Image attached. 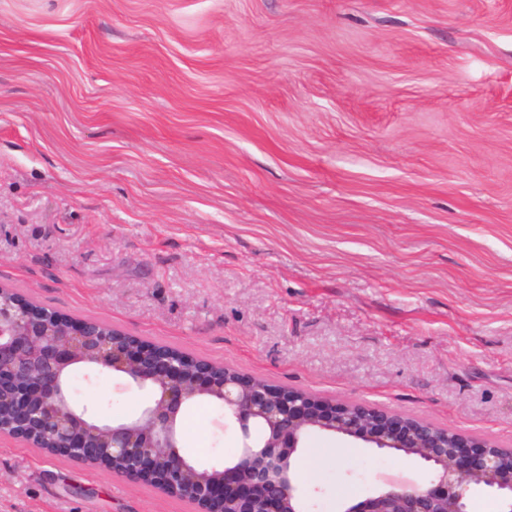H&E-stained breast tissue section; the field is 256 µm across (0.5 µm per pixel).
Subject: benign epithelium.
I'll use <instances>...</instances> for the list:
<instances>
[{
    "label": "benign epithelium",
    "instance_id": "1",
    "mask_svg": "<svg viewBox=\"0 0 512 512\" xmlns=\"http://www.w3.org/2000/svg\"><path fill=\"white\" fill-rule=\"evenodd\" d=\"M78 368L121 373L151 399L137 417L106 422L76 405L64 376ZM205 397L224 408L242 437L238 459L190 464L178 418ZM313 433L339 435L424 463V486L390 484L344 512H468L488 491L512 512V449L476 435L361 403L246 380L236 370L152 344L92 320H66L0 289V434L47 452L87 460L111 476L148 483L199 512H304L291 477L298 449Z\"/></svg>",
    "mask_w": 512,
    "mask_h": 512
}]
</instances>
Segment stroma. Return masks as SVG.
I'll return each instance as SVG.
<instances>
[{"label": "stroma", "instance_id": "35a3bbf8", "mask_svg": "<svg viewBox=\"0 0 512 512\" xmlns=\"http://www.w3.org/2000/svg\"><path fill=\"white\" fill-rule=\"evenodd\" d=\"M1 284L512 448V0H0ZM222 415L184 417L200 465L240 450ZM306 445L305 512L430 478ZM0 512L194 507L2 435Z\"/></svg>", "mask_w": 512, "mask_h": 512}]
</instances>
